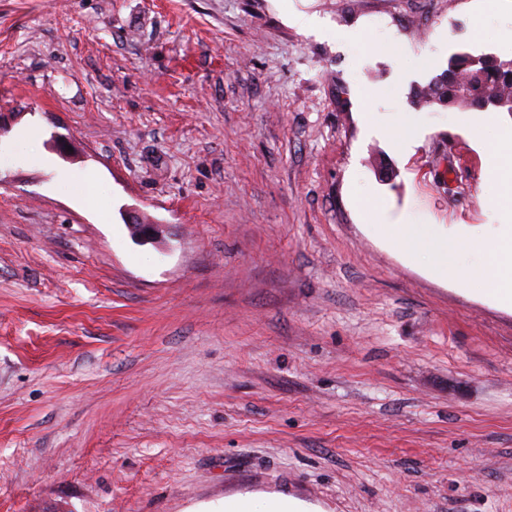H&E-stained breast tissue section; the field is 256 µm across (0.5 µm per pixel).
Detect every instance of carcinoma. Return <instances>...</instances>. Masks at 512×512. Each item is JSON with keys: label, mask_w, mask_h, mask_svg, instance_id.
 Masks as SVG:
<instances>
[{"label": "carcinoma", "mask_w": 512, "mask_h": 512, "mask_svg": "<svg viewBox=\"0 0 512 512\" xmlns=\"http://www.w3.org/2000/svg\"><path fill=\"white\" fill-rule=\"evenodd\" d=\"M482 64L457 54L448 58L447 68L427 85L414 89L413 103L428 107H472L484 109L491 100L512 99V68L505 59L492 54L480 56Z\"/></svg>", "instance_id": "obj_1"}]
</instances>
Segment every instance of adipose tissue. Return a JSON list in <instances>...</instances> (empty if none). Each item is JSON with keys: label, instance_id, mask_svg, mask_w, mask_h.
I'll return each mask as SVG.
<instances>
[{"label": "adipose tissue", "instance_id": "ef3b65f1", "mask_svg": "<svg viewBox=\"0 0 512 512\" xmlns=\"http://www.w3.org/2000/svg\"><path fill=\"white\" fill-rule=\"evenodd\" d=\"M512 152V132L487 155V162L509 193L498 209L503 216L493 240L460 229L441 234L423 224L380 222L376 230L394 251L409 260L427 256V271L434 278L461 283L476 296H489L501 306L512 307V167L498 163L502 154Z\"/></svg>", "mask_w": 512, "mask_h": 512}]
</instances>
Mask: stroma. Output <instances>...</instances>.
<instances>
[{"label": "stroma", "mask_w": 512, "mask_h": 512, "mask_svg": "<svg viewBox=\"0 0 512 512\" xmlns=\"http://www.w3.org/2000/svg\"><path fill=\"white\" fill-rule=\"evenodd\" d=\"M511 32L512 0H0V512L258 480L512 512V308L374 229L492 237L512 114L411 96Z\"/></svg>", "instance_id": "stroma-1"}]
</instances>
